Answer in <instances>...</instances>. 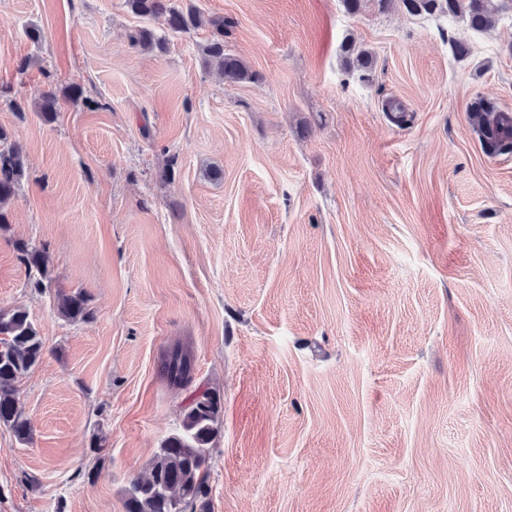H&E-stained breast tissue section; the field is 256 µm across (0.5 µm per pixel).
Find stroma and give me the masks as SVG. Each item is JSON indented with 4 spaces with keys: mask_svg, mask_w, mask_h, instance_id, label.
I'll return each instance as SVG.
<instances>
[{
    "mask_svg": "<svg viewBox=\"0 0 512 512\" xmlns=\"http://www.w3.org/2000/svg\"><path fill=\"white\" fill-rule=\"evenodd\" d=\"M177 2L224 17L259 81L207 68L206 25L0 0V126L28 160L0 307L46 349L18 383L32 443L0 427V512H126L206 390L212 512H512V152L487 154L469 112L512 110V9L475 32L400 0ZM144 26L165 53L130 47ZM350 37L371 80L342 62ZM71 85L86 103L44 121L40 94ZM19 241L93 318L30 287ZM177 343L184 388L160 371ZM92 299L85 291L57 289L54 304L58 314L72 322L86 321L93 317ZM193 360L191 350L177 343L162 353L160 365L170 384L187 386L192 380Z\"/></svg>",
    "mask_w": 512,
    "mask_h": 512,
    "instance_id": "1",
    "label": "stroma"
}]
</instances>
